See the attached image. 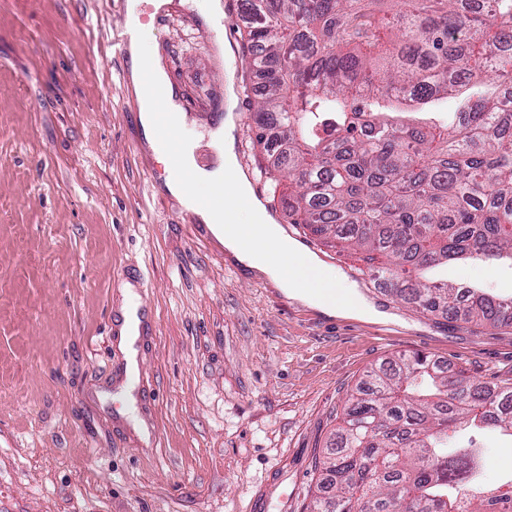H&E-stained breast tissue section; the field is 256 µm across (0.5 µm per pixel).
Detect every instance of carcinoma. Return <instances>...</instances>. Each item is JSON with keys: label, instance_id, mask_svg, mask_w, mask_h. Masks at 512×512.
<instances>
[{"label": "carcinoma", "instance_id": "carcinoma-1", "mask_svg": "<svg viewBox=\"0 0 512 512\" xmlns=\"http://www.w3.org/2000/svg\"><path fill=\"white\" fill-rule=\"evenodd\" d=\"M263 90L250 131L287 223L354 252L411 307L512 325V297L436 277L451 261L512 264V0H242ZM494 79L499 91L483 93ZM458 100L455 112L440 103ZM387 264L375 265L377 256ZM314 462L310 512H487L481 453L448 432L512 437V384L400 357L348 397Z\"/></svg>", "mask_w": 512, "mask_h": 512}]
</instances>
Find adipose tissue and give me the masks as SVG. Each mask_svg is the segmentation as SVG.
<instances>
[{"instance_id":"1","label":"adipose tissue","mask_w":512,"mask_h":512,"mask_svg":"<svg viewBox=\"0 0 512 512\" xmlns=\"http://www.w3.org/2000/svg\"><path fill=\"white\" fill-rule=\"evenodd\" d=\"M127 22L136 32L130 44L132 85L150 148L167 167L168 191L181 197L188 209L209 225L225 253L242 269L264 277L288 297L331 317L379 319V311L348 290L343 279L326 270L316 256L286 236L254 197L246 175L237 164L232 118H225L215 131L222 144L220 168L211 171L198 168L193 148L188 144L179 156L171 155L167 144L157 138L155 125L159 101H173L175 92L163 70L146 51L139 0H129ZM226 183L231 184L232 195L223 208L203 204L197 191L199 185Z\"/></svg>"}]
</instances>
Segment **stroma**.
Masks as SVG:
<instances>
[{
	"mask_svg": "<svg viewBox=\"0 0 512 512\" xmlns=\"http://www.w3.org/2000/svg\"><path fill=\"white\" fill-rule=\"evenodd\" d=\"M144 23L184 114L198 166L228 84H242L245 21L206 22L172 0ZM127 0H0V512H304L336 414L371 368L421 353L512 383V326L417 312L355 282L385 320L326 318L242 272L164 187L129 62L112 54ZM232 56L214 61L213 50ZM237 163L275 222L279 203L249 137ZM450 283L512 296V269H441ZM143 315L138 371L112 336L126 285ZM482 475L512 479V438L477 439Z\"/></svg>",
	"mask_w": 512,
	"mask_h": 512,
	"instance_id": "obj_1",
	"label": "stroma"
}]
</instances>
